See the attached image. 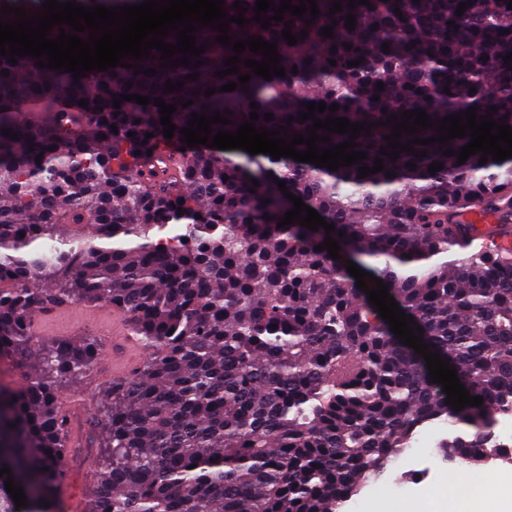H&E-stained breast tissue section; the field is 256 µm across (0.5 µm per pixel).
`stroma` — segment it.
<instances>
[{"mask_svg": "<svg viewBox=\"0 0 512 512\" xmlns=\"http://www.w3.org/2000/svg\"><path fill=\"white\" fill-rule=\"evenodd\" d=\"M112 316L110 308L82 302L67 305L60 320L44 325L35 315L36 346L43 349L58 341L96 339L102 348L94 371L86 378L66 384L60 394L63 406L74 415L72 449L64 459L68 484L76 497L73 512H85L96 471L99 448L94 440L102 398L112 382ZM429 468L426 479L418 471ZM473 470L444 469L436 449L415 448L404 451L387 468L383 481L368 482L361 492L347 501L344 512H416L421 500L434 496L442 485H449L447 498L436 499L441 512H457L459 504L473 503Z\"/></svg>", "mask_w": 512, "mask_h": 512, "instance_id": "stroma-1", "label": "stroma"}]
</instances>
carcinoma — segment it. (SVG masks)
<instances>
[{
  "instance_id": "obj_1",
  "label": "carcinoma",
  "mask_w": 512,
  "mask_h": 512,
  "mask_svg": "<svg viewBox=\"0 0 512 512\" xmlns=\"http://www.w3.org/2000/svg\"><path fill=\"white\" fill-rule=\"evenodd\" d=\"M511 1L369 0L352 10L343 0L329 17L334 0H317L312 24L309 13H286L265 30L251 21L257 0H246L250 22L229 23L231 40L277 43L285 76L252 74L243 60L262 56L247 49L237 66L251 80L209 97L207 88L238 74L215 76L235 52L206 27L194 33L196 45L208 41L203 66L161 70L155 48L153 59L140 61L154 76L117 66L76 84L33 57L13 66L0 55V356H29L33 314L73 302L125 314L148 352L137 374L105 393L90 512H336L436 419L467 427L439 448L453 463L479 470L507 453L491 429L512 405V251H480L475 228L460 217L476 207L512 214V157L481 165L476 154L460 165L445 151L466 146V136L448 146L415 144L393 161L384 137L390 114L417 109L433 121L494 106L492 119L512 126V61H504L512 53ZM289 20L292 33L308 32L295 45L282 38ZM330 26L333 37H323ZM194 72L199 79L185 80L183 91L163 93L166 80ZM116 94L152 102L124 101L116 110ZM155 98L175 104L170 139ZM188 100L194 104L182 107ZM309 102L339 106L315 113L321 120L378 123L355 139L354 151L367 159L331 172L181 142L191 113L225 109L231 124L212 132L235 131L254 111L257 128L286 125L304 135L313 121L289 117ZM165 147L177 153V177L162 175L167 163L156 154ZM379 156L385 170L358 178L357 168ZM435 161L443 168L432 173ZM270 172L335 231L297 221L278 227L294 205ZM83 224L91 231L79 235ZM328 235L341 246L339 260L315 250ZM348 260L388 285L424 330L423 342L456 368L470 395L483 397L481 406L447 404L423 356L400 343L356 286ZM101 353L94 339L58 342L20 387L0 390V453L12 475L28 477V507L19 510L0 477V512H51L41 502L55 504L72 431L59 393L88 376Z\"/></svg>"
}]
</instances>
